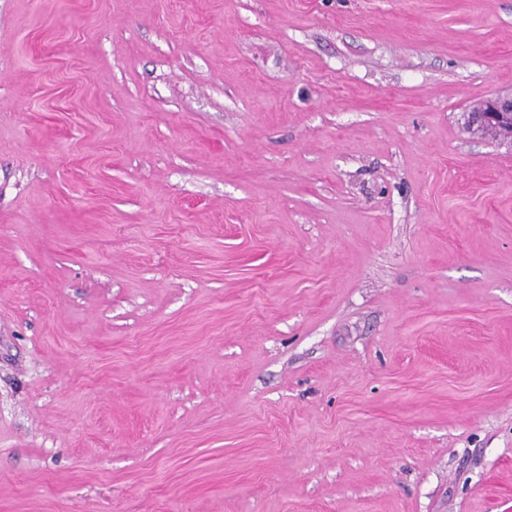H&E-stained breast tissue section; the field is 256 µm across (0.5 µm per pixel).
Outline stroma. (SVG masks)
Instances as JSON below:
<instances>
[{"label": "stroma", "instance_id": "1", "mask_svg": "<svg viewBox=\"0 0 512 512\" xmlns=\"http://www.w3.org/2000/svg\"><path fill=\"white\" fill-rule=\"evenodd\" d=\"M512 0H0V512H512ZM470 122L467 129L477 135H482L478 128L493 130L495 140L501 144L512 145V91L506 94H497L483 100L476 108L471 110Z\"/></svg>", "mask_w": 512, "mask_h": 512}]
</instances>
